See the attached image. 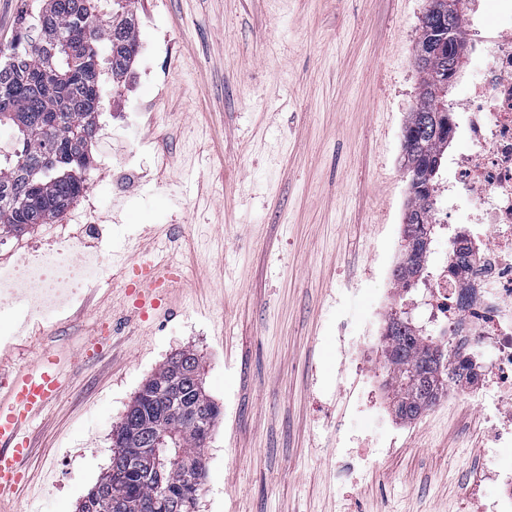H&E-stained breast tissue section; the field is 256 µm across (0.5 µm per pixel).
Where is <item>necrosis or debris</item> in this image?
I'll use <instances>...</instances> for the list:
<instances>
[{
  "instance_id": "obj_1",
  "label": "necrosis or debris",
  "mask_w": 512,
  "mask_h": 512,
  "mask_svg": "<svg viewBox=\"0 0 512 512\" xmlns=\"http://www.w3.org/2000/svg\"><path fill=\"white\" fill-rule=\"evenodd\" d=\"M497 9L508 24L472 47L481 79L456 127L477 148L449 156L453 178L437 189L446 208L463 191L481 203L471 230L455 234L432 272L424 310L427 323L448 330L449 384L482 415L486 458L512 446V0H497ZM487 112L494 115L489 124ZM109 264L107 250L87 249L79 239L31 246L0 265V313L20 305L28 318L47 317L101 282Z\"/></svg>"
}]
</instances>
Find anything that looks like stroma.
Here are the masks:
<instances>
[{"label": "stroma", "instance_id": "1", "mask_svg": "<svg viewBox=\"0 0 512 512\" xmlns=\"http://www.w3.org/2000/svg\"><path fill=\"white\" fill-rule=\"evenodd\" d=\"M427 0H132L141 45L109 86L93 155L129 159L121 193L99 171L48 224L0 244V261L60 231L115 254L149 251L187 279L140 315L131 271L17 334L0 316V386L45 350L65 366L38 434L30 489L0 512H76L108 469L115 430L172 354L203 358L223 415L205 445L197 512H464L483 426L440 399L416 420L371 389L351 351L391 311L420 317L421 290L394 293L409 201L402 131ZM95 210L89 224L70 214ZM341 448L375 455L357 480Z\"/></svg>", "mask_w": 512, "mask_h": 512}]
</instances>
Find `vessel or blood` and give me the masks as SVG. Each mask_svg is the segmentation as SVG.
Wrapping results in <instances>:
<instances>
[{"label":"vessel or blood","mask_w":512,"mask_h":512,"mask_svg":"<svg viewBox=\"0 0 512 512\" xmlns=\"http://www.w3.org/2000/svg\"><path fill=\"white\" fill-rule=\"evenodd\" d=\"M167 264L150 262L134 288L138 309L157 308ZM64 362L45 352L20 369L6 392L0 393V496L16 491L26 480V466L35 448L36 423L47 415L64 385Z\"/></svg>","instance_id":"vessel-or-blood-1"}]
</instances>
